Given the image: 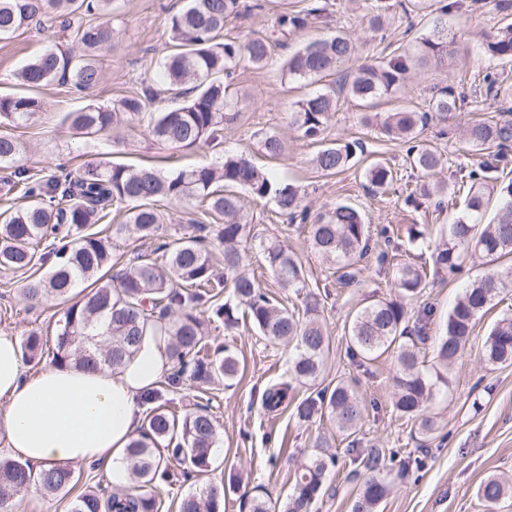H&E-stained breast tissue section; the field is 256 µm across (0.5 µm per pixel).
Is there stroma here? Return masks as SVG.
<instances>
[{
    "instance_id": "stroma-1",
    "label": "stroma",
    "mask_w": 512,
    "mask_h": 512,
    "mask_svg": "<svg viewBox=\"0 0 512 512\" xmlns=\"http://www.w3.org/2000/svg\"><path fill=\"white\" fill-rule=\"evenodd\" d=\"M259 2V9L226 23V37L247 40L270 36L278 14L306 5V0ZM372 2L326 0V20L309 24L287 45L271 44L265 65L237 68L229 87L236 103V120L225 125L219 145L186 150L156 143L143 127L126 132L118 144L107 135L83 139L68 128V113L91 102H113L136 91L142 83L159 78L164 59L171 51L169 20L186 3L116 0L112 47L101 59L102 82L86 92L56 83L44 87L38 92L40 112L22 125H0V134L16 138L24 148L21 164L43 174L73 172L86 163L106 158L134 167L150 166L169 176L185 168L220 162L228 151L244 154L278 181L298 187L310 213H318L328 205L348 203L365 214L375 231L384 226L404 230L412 224L423 225L425 236L411 245L410 252L429 275L419 299L409 305L408 316L416 318L423 305L433 307L434 321L421 349L422 358L432 361L448 310L464 283L488 268L484 258L473 254L465 259L461 273L435 276L430 272L436 245L464 208L469 185L457 173L463 168H476L481 160L480 153L464 146L462 130L474 119L504 120L507 109L512 108V63L494 59L483 49L489 33L512 22V0H461L446 20L449 35L457 37L465 48L464 56L445 66L415 68L405 87L392 97L369 104L340 98L323 134L315 140L302 137L291 124L296 101L313 90L334 86L337 75L326 73L314 83L288 76L284 64L291 49L303 41L343 31L356 48L345 65L346 70L352 71L362 64L382 61L395 48L406 45L410 35L426 33L436 18L434 11L424 10L411 29L398 9L393 8L387 11L383 28L374 30L368 24ZM60 37L59 26L50 24L42 31L29 29L0 40V94L16 92L15 73L43 49L59 43ZM487 72L500 78L504 95H486L481 79ZM446 86L461 97L462 103L447 125L431 122L421 138L442 155L444 166L437 176L447 181L449 190L442 205L430 202L416 210L407 206L404 199L407 189L425 181V173L410 165L406 144L364 126L360 116L367 111L392 112L402 107L427 111L431 99ZM268 134L278 135L284 143L278 157H268L261 149V141ZM347 139L364 141L372 159L394 168L397 180L387 193L374 195L368 191L365 165L361 162L331 176L322 177L315 172L312 160L317 152L324 145ZM244 216L255 231L296 251L310 283L317 289L320 321L329 338L328 365L321 382L326 385L339 376L355 382L367 405L365 422L358 434L360 446L379 448L385 458L383 475L391 484V492L377 512H512V496L489 507L476 494L484 478L512 476V366L494 369L481 359L489 329L503 313L512 311V290L502 293L498 304L478 320L462 357L450 371L448 390L429 403L428 412L436 416L438 430L426 441L414 419L392 410L391 355L362 366L346 355L350 316L373 300L396 295L390 276L380 271L376 257L363 262L357 285L343 287L308 249L305 226L290 223L274 202L246 200ZM23 282V275L0 271V334L20 338L35 332L42 336V355L24 360L28 370L33 371L51 362L63 309L53 301L29 305L20 293ZM206 341L224 343L237 354L241 363L237 378L232 385L223 384L204 392L192 382H185L175 400L178 409L187 412L199 404L209 405L219 424L216 469L163 488L161 512H176L183 496L201 486L221 482L225 473L238 469L248 472L243 485L249 494L285 497L295 468L325 436L332 440L336 466L313 512H350L367 471L352 462L347 452L348 440L336 434L329 421L303 424L290 410L270 413L262 406V394L268 384L288 376L290 347L260 335L243 317L230 330L223 324L209 323Z\"/></svg>"
}]
</instances>
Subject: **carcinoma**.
Wrapping results in <instances>:
<instances>
[{
    "instance_id": "carcinoma-1",
    "label": "carcinoma",
    "mask_w": 512,
    "mask_h": 512,
    "mask_svg": "<svg viewBox=\"0 0 512 512\" xmlns=\"http://www.w3.org/2000/svg\"><path fill=\"white\" fill-rule=\"evenodd\" d=\"M115 0H0V39H7L32 24L40 27L61 21L70 31L79 53L47 49L15 75L28 93L0 96V121L19 124L40 111L41 102L30 95L57 80L79 89L96 87L101 79L99 57L112 45L115 29ZM248 9L244 0H189L187 8L171 17L169 35L175 47L164 64L168 89L183 97L178 106L152 111L150 104L158 92L145 83L141 90L110 105L90 103L68 115L70 128L84 137L102 136L121 124L146 126L158 142L176 148L192 149L216 145L224 124L237 112L228 95L223 77L230 76L243 62L260 66L268 59L269 42L264 38L244 42L223 35L226 22ZM326 11L320 0H309L296 14L276 19L272 37L284 42L303 29L309 19H321ZM485 52L502 61H512V23L488 35ZM355 52L353 42L341 33L301 45L288 56L289 76L311 79L341 67ZM460 52V44L434 27L420 37L414 52L397 48L377 64H362L343 84L351 98L370 102L404 86L416 65H444ZM338 97L318 92L296 102L292 125L308 139L318 138L337 111ZM457 109L451 89L433 98L429 111L398 110L383 114L380 132L408 144L410 163L424 172H434L441 156L417 141L420 130L430 120L447 121ZM466 143L476 151L487 152L489 160L480 171L468 173L471 186L464 213L448 225V234L432 254L435 272L458 273L463 258L479 254L494 264L471 281L448 312L444 334L437 344L431 369L420 356L424 329L433 309L418 311V325L409 328L405 302L420 295L426 275L411 261L402 258L401 244L386 237V249L378 254L384 270L391 273L399 298L377 300L357 311L348 326L347 355L363 365L388 353L394 361L393 409L402 416L419 418V433L430 437L436 430L433 417L424 414L426 405L448 387V371L464 352L478 318L494 306L500 294L512 288V263L498 260L512 257V183L501 188L486 180L512 142V123L502 125L478 120L465 131ZM364 145L359 141L331 143L313 159L315 170L331 176L348 165ZM21 148L8 135L0 136V164L14 166L12 187L21 192L23 203L0 222V269L30 273L36 266L51 264L37 278L30 274L22 288L24 299L38 304L58 301L66 308L59 320L52 361L65 366L70 362L119 368L137 351L149 328L164 337L172 359L164 377L166 392L180 390L184 379L200 387L235 379L240 361L224 347L210 349L203 336L206 319L218 320L227 328L238 323L242 310L263 336L281 339L292 348L288 360V380L271 384L263 393L262 405L269 412L293 407L295 418L304 423L329 418L336 430L351 439L350 451L365 467L382 468L379 450L357 448L356 436L366 414L364 399L355 383L339 378L336 383L296 399L292 383L308 384L319 379L326 367L329 350L318 318V298L309 286L299 256L277 240L259 241L264 265L281 287L300 300L305 318L284 307L244 270L251 228L244 221V198L234 188L243 187L257 200L272 199L290 219L306 222L307 207L302 205L296 187L276 182L243 154H226L222 163L183 169L165 176L147 167L133 168L102 160L85 165L75 177L48 175L37 178L18 164ZM370 191L388 189L396 180L394 170L373 163L365 170ZM438 183L410 192L405 203L419 208L421 200L447 192ZM502 205L493 222L482 224L494 194ZM165 199L181 202L195 199L205 204V212L224 218L210 227L191 225L190 234L167 239L165 218L155 202ZM116 203L127 207L126 218L103 236L92 227L101 223L106 209ZM308 227L312 251L345 285L358 282L359 264L372 250L369 225L361 211L349 204H336L317 214ZM216 231L224 242V272H219L206 246L208 233ZM135 234L154 245L138 252L120 273L107 277L114 266L112 247ZM229 291L231 299L219 296ZM482 359L488 366L512 365V314L495 321L482 346ZM161 391L144 393L147 405L144 420L126 448L129 477L135 491H108L89 487L71 499L69 512H159V490L179 481L178 474H206L214 470L218 425L203 406L183 415L159 403ZM336 454L318 451L294 472L291 492L277 512H311L322 494L325 481L335 465ZM80 477L67 464H55L37 471L24 462L0 458V512H11L14 495L31 484L47 497L71 491ZM241 478L231 473L221 484H208L186 495L177 512H220L226 493L239 488ZM389 484L376 475L368 478L353 503L352 512H376L387 496ZM512 495V482L489 476L479 484L477 496L495 504Z\"/></svg>"
}]
</instances>
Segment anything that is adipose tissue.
<instances>
[{"label": "adipose tissue", "instance_id": "1", "mask_svg": "<svg viewBox=\"0 0 512 512\" xmlns=\"http://www.w3.org/2000/svg\"><path fill=\"white\" fill-rule=\"evenodd\" d=\"M170 368L164 341L149 334L115 370L71 364L30 373L16 337L0 334V440L38 467L98 464L125 486L123 459L141 421V395Z\"/></svg>", "mask_w": 512, "mask_h": 512}]
</instances>
